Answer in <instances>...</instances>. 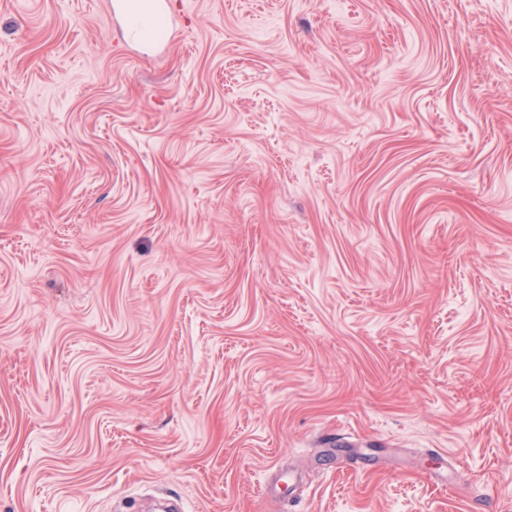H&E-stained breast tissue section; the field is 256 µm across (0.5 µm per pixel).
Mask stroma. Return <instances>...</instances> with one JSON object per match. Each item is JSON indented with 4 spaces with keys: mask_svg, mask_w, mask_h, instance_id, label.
<instances>
[{
    "mask_svg": "<svg viewBox=\"0 0 512 512\" xmlns=\"http://www.w3.org/2000/svg\"><path fill=\"white\" fill-rule=\"evenodd\" d=\"M164 14L0 0V512H512V0ZM154 30L153 16L145 8L138 9L131 14L128 32L134 39L146 42Z\"/></svg>",
    "mask_w": 512,
    "mask_h": 512,
    "instance_id": "1",
    "label": "stroma"
}]
</instances>
